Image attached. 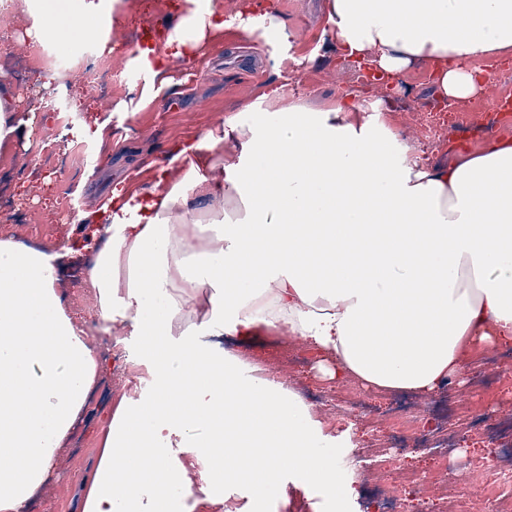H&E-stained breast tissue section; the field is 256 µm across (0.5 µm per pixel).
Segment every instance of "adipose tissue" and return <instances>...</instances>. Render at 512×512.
<instances>
[{
    "instance_id": "adipose-tissue-1",
    "label": "adipose tissue",
    "mask_w": 512,
    "mask_h": 512,
    "mask_svg": "<svg viewBox=\"0 0 512 512\" xmlns=\"http://www.w3.org/2000/svg\"><path fill=\"white\" fill-rule=\"evenodd\" d=\"M92 12L51 4L43 24L93 41ZM233 25L288 34L274 11L229 19L208 0L140 56L185 57ZM327 25L348 56L391 75L441 62L437 84L457 99L486 89L476 62L512 56V0H327ZM246 109L253 124L229 117L165 165L130 170L101 206L105 230L84 237L98 328L130 326L153 391L105 410L79 512H143L146 485L151 512H167L173 488L215 508L203 486L242 480L265 497L286 468L337 486L299 396L266 378L240 383L206 337L284 329L366 386L420 394L462 373L474 343L512 342V137L429 167L381 116L360 120L355 101L312 112L278 86ZM228 141L240 157L224 155ZM220 198L240 200L242 216L191 228ZM73 253L0 239V512H26L52 480L107 369L57 288ZM202 301L209 311L194 318ZM189 425L212 450L197 485L158 447Z\"/></svg>"
}]
</instances>
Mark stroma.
Here are the masks:
<instances>
[{
	"label": "stroma",
	"mask_w": 512,
	"mask_h": 512,
	"mask_svg": "<svg viewBox=\"0 0 512 512\" xmlns=\"http://www.w3.org/2000/svg\"><path fill=\"white\" fill-rule=\"evenodd\" d=\"M96 16L106 17L108 30L97 41L60 39L46 29L30 38L46 7L45 0H11L0 8V43L11 62L27 69L24 83L13 84L11 103L17 112L34 111L32 132H18L0 141V238L29 241V230L44 227L42 247L55 251L66 239L83 234L78 216L96 221L101 197L130 169L161 164L178 142L201 136L223 125L242 105L253 101L268 84H282L290 98L310 109L327 106L345 92L369 101L386 94L405 93L400 108L385 113V121L400 132L413 152L427 150L428 164L452 161L449 146L475 151L488 148L497 137L512 136V125L491 131L488 113L494 100L512 99V60L496 63L495 81L483 92L463 101L461 112L448 116V132L434 145L413 119L427 112L438 94L428 65L414 66L391 78L389 86L370 85L362 73L343 65L338 49L329 47L325 0H288L277 14L290 38L270 32L246 36L227 30L212 36L192 58H171L159 74H152L138 54L136 32L145 22H168L169 10L144 14L138 0H93ZM52 43L64 67L48 72L27 64L37 42ZM118 52L104 54L107 45ZM107 58L109 73L100 77L99 58ZM102 126V138L86 137V127ZM87 258L75 255L60 277V288L78 322L83 323L90 345L103 350L97 330L96 301L86 286ZM113 336L126 345L124 373L101 382L99 392L108 401L120 397L139 401L152 393L151 377L138 364V339L128 326L116 323ZM284 330L259 329L225 348L224 363L235 368L242 383L269 377L294 393L310 387L333 395L341 378L322 376L316 362L291 368L266 363L257 353L268 347L299 345ZM495 349L477 347L469 369L498 381L488 389L458 385L462 413L444 421L433 419L431 396H418L415 416L401 427L414 432L419 423H432L426 447L404 458L406 467L432 475H454L472 469L476 458L494 454L489 430H477L472 417L493 411L496 418L512 416V379L499 376ZM314 449L334 456L338 488L316 483L308 474L286 470L277 488L264 498L254 497L245 482L228 481L217 488L224 512H373L386 498V465L393 455L386 437V419L369 426L355 421L353 409L333 401L308 408ZM97 418L81 422L72 431L57 458L55 477L34 497L28 512H73L76 483L86 473L95 453ZM173 448L164 459L172 466L196 474L208 455L206 433L199 427L177 429Z\"/></svg>",
	"instance_id": "1"
}]
</instances>
